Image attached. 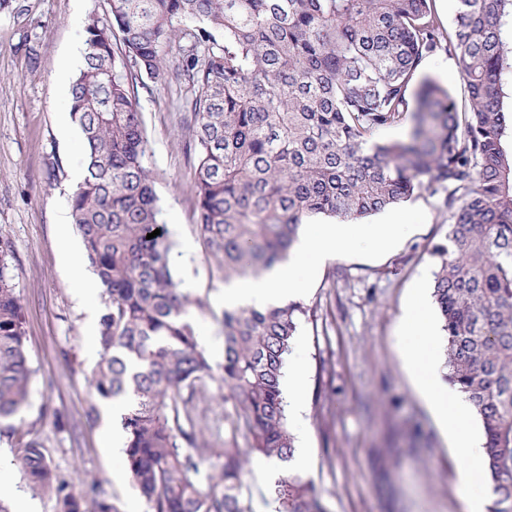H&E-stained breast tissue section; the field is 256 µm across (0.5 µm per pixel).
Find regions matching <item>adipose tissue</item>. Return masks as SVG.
Returning <instances> with one entry per match:
<instances>
[{"label":"adipose tissue","mask_w":512,"mask_h":512,"mask_svg":"<svg viewBox=\"0 0 512 512\" xmlns=\"http://www.w3.org/2000/svg\"><path fill=\"white\" fill-rule=\"evenodd\" d=\"M403 231V225L394 218L382 224L339 221L320 225L303 237L286 262L261 276L242 278L225 285L222 292L224 306L228 309L245 306L263 308L279 303L286 297H299L321 261L364 241L371 247L383 248ZM58 245L78 296L83 301H92L101 283L97 276L85 269L69 225H61ZM406 356L413 368L415 385L421 398L461 460L459 481L467 512H486L493 498L492 490H485L479 496L469 492L475 475L483 467L484 451L472 434L465 402L458 389L444 380L437 360L423 356L415 348L407 350Z\"/></svg>","instance_id":"ef3b65f1"}]
</instances>
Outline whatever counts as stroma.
I'll list each match as a JSON object with an SVG mask.
<instances>
[{
    "instance_id": "obj_1",
    "label": "stroma",
    "mask_w": 512,
    "mask_h": 512,
    "mask_svg": "<svg viewBox=\"0 0 512 512\" xmlns=\"http://www.w3.org/2000/svg\"><path fill=\"white\" fill-rule=\"evenodd\" d=\"M107 0H13L0 9V236L13 249L7 274L24 314L32 371L27 405L13 419L14 437H0V474L56 512L52 497L34 490L11 451L14 439L34 436L59 475L97 481L119 512H146L126 459L103 443L100 422L86 418V374L96 363L86 351L88 313L58 249L60 225L70 223L72 173L85 167V145L57 78L60 62L85 49L84 24ZM140 92L146 130L145 163L153 171L162 220L174 244L185 287L206 297L191 309L208 326L206 349L222 361L216 294L196 231V169L189 146L186 93L172 68ZM397 211L406 225L395 246L342 251L321 267L298 302L305 310L288 363L304 372L300 406H287L294 445L306 449L300 474L312 481L326 512H462L460 461L442 438L418 394L401 332L417 284H432L431 255L448 231V217L428 194ZM221 402L200 404L198 425L210 451L230 432Z\"/></svg>"
}]
</instances>
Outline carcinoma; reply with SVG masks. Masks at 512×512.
Segmentation results:
<instances>
[{"label": "carcinoma", "mask_w": 512, "mask_h": 512, "mask_svg": "<svg viewBox=\"0 0 512 512\" xmlns=\"http://www.w3.org/2000/svg\"><path fill=\"white\" fill-rule=\"evenodd\" d=\"M88 15L85 63L71 86L86 144L72 223L102 284L99 360L86 380L90 413L126 402L128 472L149 512H253L239 438L289 461L285 357L306 314L297 303L224 310V358L199 343L145 165L138 86L166 63L189 89L194 119L197 233L211 274L228 282L285 260L304 218H363L416 194L448 214L434 247L433 296L446 332L445 366L479 416L490 512H512V113L501 75L512 49V0H458L447 29L434 0H107ZM439 51L461 61L467 104L419 78ZM411 120L395 142L374 134ZM160 230L149 239L147 234ZM0 237V421L29 397L22 306ZM231 404L232 438L203 466L197 409ZM32 488L58 512H87L52 472L41 443L13 449ZM92 512H118L91 487ZM268 512H326L298 474L267 490Z\"/></svg>", "instance_id": "obj_1"}]
</instances>
